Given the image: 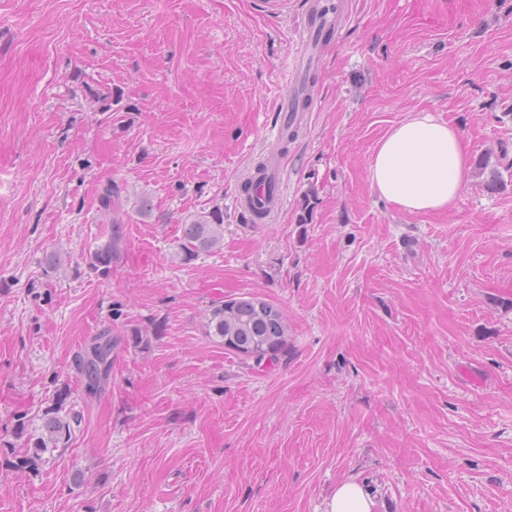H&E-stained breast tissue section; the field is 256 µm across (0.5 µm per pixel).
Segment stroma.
I'll use <instances>...</instances> for the list:
<instances>
[{"label":"stroma","instance_id":"obj_1","mask_svg":"<svg viewBox=\"0 0 512 512\" xmlns=\"http://www.w3.org/2000/svg\"><path fill=\"white\" fill-rule=\"evenodd\" d=\"M313 1L0 0V430L60 389L82 414L38 468L0 442V512H323L348 479L373 512H512V182L486 188L512 151V0H317L340 19L284 149ZM418 112L489 162L449 211L369 181ZM271 155L282 198L256 224L240 190ZM111 182L126 239L96 277ZM216 205L223 249L182 262ZM246 296L286 317L276 364L205 333ZM105 328L90 398L75 356ZM315 81V73H311L310 69L306 71L303 78V93L291 104V109L288 106V100L286 102V97H282L280 99V112L291 111L292 113L282 128L281 148H288V142L294 139L296 131L291 130L290 132V129L293 127L295 121L294 115L297 112H305L310 107L313 100L312 95L310 94V90L315 86Z\"/></svg>","mask_w":512,"mask_h":512}]
</instances>
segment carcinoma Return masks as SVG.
<instances>
[{"mask_svg": "<svg viewBox=\"0 0 512 512\" xmlns=\"http://www.w3.org/2000/svg\"><path fill=\"white\" fill-rule=\"evenodd\" d=\"M316 77L306 71L303 78V93L291 104L292 116L282 128V150H287L296 131L292 130L295 113L306 111L312 103L310 89L315 86ZM121 189L110 183L98 196L99 210L105 216L106 240L97 245L85 264L90 273L107 276L111 273L112 262L121 249L124 240L123 220L120 218ZM224 246V209L218 205L188 218L183 224V235L178 246V255L183 261H192L201 255L221 250ZM206 335L224 343V349L247 358L241 346L255 347L259 357L255 366L262 365L268 358L276 363L287 346L288 325L282 310L258 297L224 300L213 306L208 315ZM117 341L109 339V330H102L91 347V351L76 356V366L86 381L87 391L97 392L112 372V353ZM68 392L56 394V402L46 408L40 416L41 424L34 427L25 415L14 419L11 435L23 441L25 462L36 466L46 461L60 448L68 447L75 428L81 422L77 413L65 411L62 403Z\"/></svg>", "mask_w": 512, "mask_h": 512, "instance_id": "1", "label": "carcinoma"}]
</instances>
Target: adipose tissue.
<instances>
[{
	"label": "adipose tissue",
	"mask_w": 512,
	"mask_h": 512,
	"mask_svg": "<svg viewBox=\"0 0 512 512\" xmlns=\"http://www.w3.org/2000/svg\"><path fill=\"white\" fill-rule=\"evenodd\" d=\"M471 170L470 154L458 129L429 112L391 128L369 162L374 190L409 213L454 208Z\"/></svg>",
	"instance_id": "ef3b65f1"
}]
</instances>
